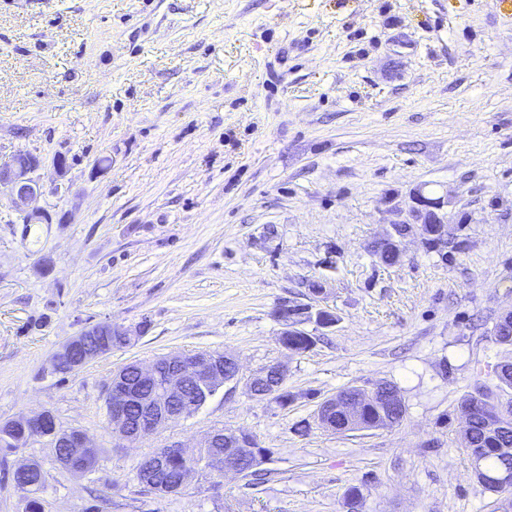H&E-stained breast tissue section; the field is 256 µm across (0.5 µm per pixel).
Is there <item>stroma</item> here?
<instances>
[{
	"label": "stroma",
	"mask_w": 512,
	"mask_h": 512,
	"mask_svg": "<svg viewBox=\"0 0 512 512\" xmlns=\"http://www.w3.org/2000/svg\"><path fill=\"white\" fill-rule=\"evenodd\" d=\"M20 151L43 161L49 220L0 200V421L51 411L99 456L76 476L47 440L0 450V512H28L7 477L23 457L46 476L42 512H345L353 488L358 512H499L458 404L512 360L493 336L512 311V0H0V162ZM419 195L443 204L447 254L413 234L384 264ZM314 280L338 321L305 324L313 344L291 354L272 312ZM103 319L145 331L46 373ZM218 350L238 381L119 444L113 372ZM278 362L285 408L246 390ZM381 381L405 401L397 426L314 425L323 399ZM215 427L269 449L264 483H138L142 458Z\"/></svg>",
	"instance_id": "stroma-1"
}]
</instances>
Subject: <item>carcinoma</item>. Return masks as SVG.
Returning a JSON list of instances; mask_svg holds the SVG:
<instances>
[{
    "label": "carcinoma",
    "instance_id": "1",
    "mask_svg": "<svg viewBox=\"0 0 512 512\" xmlns=\"http://www.w3.org/2000/svg\"><path fill=\"white\" fill-rule=\"evenodd\" d=\"M495 341L504 346H512V319L500 317L494 326ZM497 387L512 389V361L499 362L494 367ZM395 385L385 382L377 384L380 398L368 402L356 410L357 420L353 422L356 429L371 428L384 416L399 423L405 414L406 407H393L381 400ZM461 409L469 410L472 422L465 433V447L470 454L477 456L472 462L474 476L489 492L497 496L500 503L512 507V485L500 483L502 469L505 464H512V400L502 405L494 400L491 392H483L477 396H467L461 401ZM267 450L262 448L259 455L252 458L245 476L254 484L264 482L265 473L261 469L266 461Z\"/></svg>",
    "mask_w": 512,
    "mask_h": 512
}]
</instances>
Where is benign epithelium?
I'll return each instance as SVG.
<instances>
[{
    "instance_id": "1",
    "label": "benign epithelium",
    "mask_w": 512,
    "mask_h": 512,
    "mask_svg": "<svg viewBox=\"0 0 512 512\" xmlns=\"http://www.w3.org/2000/svg\"><path fill=\"white\" fill-rule=\"evenodd\" d=\"M40 158L30 153L22 160L15 156L8 163L0 164V194L5 193L19 220L32 224L42 218L44 209L33 206L42 195V184L38 171ZM413 210L420 220L417 230L422 242L429 248L441 251L448 245V230L439 215L441 202L424 196L416 198ZM281 324L279 342L288 348V337L305 334L303 325L316 322L323 327H332L337 317L327 310H314L304 304H285L274 311ZM142 325L124 326L108 319L87 322L80 331L65 340L52 353L48 362V373L62 377L74 375L92 361L108 355L117 348L113 338L121 340L126 348L141 335ZM239 365L235 357L221 351L203 352L193 360L184 353L174 352L158 357L148 364L132 361L112 375V385L106 397L107 421L112 435L133 444L147 438L168 424L189 415L192 405L186 403L188 389L200 405H205L214 392L227 383L238 380ZM142 381L155 383L154 389L142 394L134 386L132 375ZM286 368L274 363L252 374L246 382L247 391L257 399L287 401L284 397ZM345 411V407L334 398L324 400L316 413L317 425L334 431L329 417ZM22 431L24 441L16 447L24 448L35 439L47 440L54 449L63 448L67 453L68 470L74 475L91 471L98 459L97 446L89 435L78 428H64L49 410L38 413H22L16 418L0 423V430ZM204 448H216L215 455H201L197 449H189L181 443L167 445L156 455L143 458L140 465L155 471L165 467L171 459L194 458L193 466L182 472L179 484L173 489L165 486L153 488L160 496L173 495L185 488L194 475H221L232 472L243 473L251 455L257 453L258 444L249 434L226 431L221 427L212 429L204 439Z\"/></svg>"
}]
</instances>
